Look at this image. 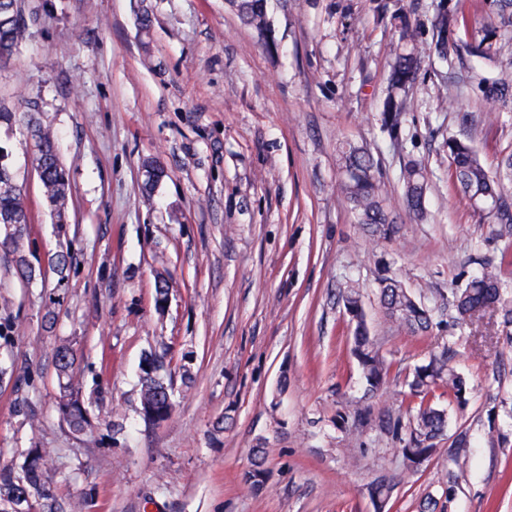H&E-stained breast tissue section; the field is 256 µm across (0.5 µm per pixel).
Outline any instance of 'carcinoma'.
Returning a JSON list of instances; mask_svg holds the SVG:
<instances>
[{
	"instance_id": "carcinoma-1",
	"label": "carcinoma",
	"mask_w": 512,
	"mask_h": 512,
	"mask_svg": "<svg viewBox=\"0 0 512 512\" xmlns=\"http://www.w3.org/2000/svg\"><path fill=\"white\" fill-rule=\"evenodd\" d=\"M227 2L240 20L255 29L266 44L274 43L267 0ZM488 3L490 22L480 38L470 44V53L480 60L493 62L497 59V39L512 35V0H488ZM454 23L455 19L448 14L445 5L438 4L432 50L440 57L459 51V45L448 38V30ZM24 31L25 26L6 22L0 17L1 65L11 60ZM399 42L401 46L394 50L383 116V127L394 140L399 137L402 116L409 107V100L401 97L400 92L417 78L426 53L419 41V31L408 22L402 27ZM38 112L40 107L35 101L26 102L22 112H14L0 104V126L11 130L24 125L27 132L42 144V150L33 155V162L44 198L61 227L69 207V174L57 150L54 130L36 117ZM448 157L456 190L474 205L495 210L499 223L507 230L512 228V152L502 158L493 176L481 164L473 148L460 140L448 141ZM339 168L343 174V200L356 213L358 223L383 238L394 233L396 220L384 205V182L371 149L366 145L346 144L339 152ZM400 181L408 211L423 215L428 184L424 165L415 159L407 160L401 168ZM30 224V211L24 196L19 192L0 191V247L15 255L16 271L27 281L35 279L36 269L20 246L28 235ZM377 298L387 319L405 326L415 335H424L436 326L435 309L417 300L402 279L387 268L377 279ZM341 301L354 324L352 353L361 368L366 391L374 393L385 383L391 365L380 354L375 338L370 336L360 289L354 286L343 289ZM452 305L463 317H472L492 307L501 313L504 323L512 324V300L503 298L501 269L496 266L483 267L465 287L455 290ZM148 358L152 359L155 371L142 369L141 404L160 413L167 408L171 385L161 376L164 362L152 353ZM75 361V352L69 344L61 343L56 347L55 365L63 392V420L72 433L81 434L90 426V421L86 408L72 393ZM408 386L410 397L418 399L414 413L406 422L399 417L382 419L381 430L398 442L397 451L406 469L415 473L416 465L428 462L435 454L436 442L448 427L445 409L434 402L436 392L447 393L449 399L463 406L471 388L467 379L450 366L446 348L432 355L428 363L415 367ZM468 447L467 435L459 433L448 448V461L457 463L464 459ZM49 462L45 449L31 448L18 469H0V512H11L12 502L16 500L23 502L24 512H66L56 496L47 490ZM370 496L375 512H384L390 499V487L375 482Z\"/></svg>"
}]
</instances>
